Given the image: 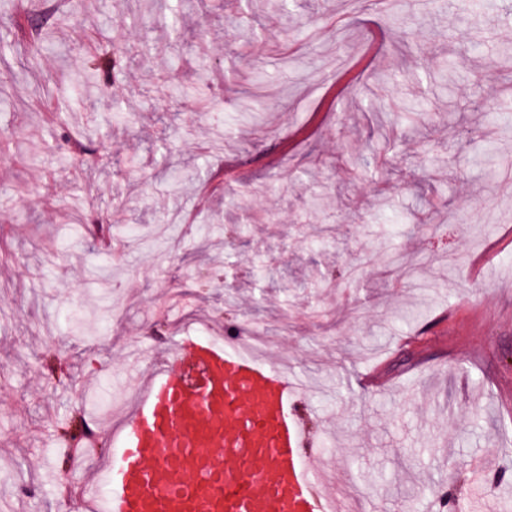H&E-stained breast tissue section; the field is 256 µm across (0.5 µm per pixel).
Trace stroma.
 <instances>
[{
	"label": "stroma",
	"mask_w": 512,
	"mask_h": 512,
	"mask_svg": "<svg viewBox=\"0 0 512 512\" xmlns=\"http://www.w3.org/2000/svg\"><path fill=\"white\" fill-rule=\"evenodd\" d=\"M168 2L175 31L158 0H0V512H79L86 469L59 498L57 425L80 410L111 448L145 368L130 349L195 319L261 337L307 387L314 451L363 512L423 490L512 512V0ZM106 43L132 47L124 76L84 94ZM243 102L261 131L234 121ZM226 162L258 222L199 198L194 170ZM217 271L236 288L197 283Z\"/></svg>",
	"instance_id": "35a3bbf8"
}]
</instances>
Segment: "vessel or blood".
Instances as JSON below:
<instances>
[{
	"instance_id": "vessel-or-blood-1",
	"label": "vessel or blood",
	"mask_w": 512,
	"mask_h": 512,
	"mask_svg": "<svg viewBox=\"0 0 512 512\" xmlns=\"http://www.w3.org/2000/svg\"><path fill=\"white\" fill-rule=\"evenodd\" d=\"M146 359L85 485L95 512H340L287 369L208 336Z\"/></svg>"
}]
</instances>
